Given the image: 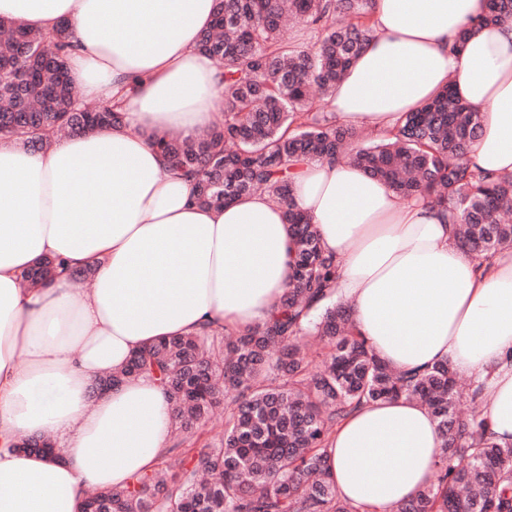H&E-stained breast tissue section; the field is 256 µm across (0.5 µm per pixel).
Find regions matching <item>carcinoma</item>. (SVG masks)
Masks as SVG:
<instances>
[{
  "mask_svg": "<svg viewBox=\"0 0 512 512\" xmlns=\"http://www.w3.org/2000/svg\"><path fill=\"white\" fill-rule=\"evenodd\" d=\"M373 0H216L200 49L224 69V119L195 140L158 132L152 143L170 167L195 180L197 200L220 207L265 191L282 207L294 242L292 278L271 318L243 332L160 340L116 374H152L166 387L178 440L157 466L124 487L88 493L85 512H361L329 478L327 444L336 425L365 402L406 396L425 404L443 444L435 482L394 512H512V444L484 430L483 385L457 386L446 362L418 374L384 364L358 335L349 309L327 296L339 268L316 225L293 201L288 162L343 157L399 197L451 211L458 242L480 261L512 248V176L471 168L466 147L481 116L451 88L374 139L330 117L329 99L370 40ZM294 17L313 43L283 34ZM512 22V0H489L479 25ZM68 28L52 37L0 18V139L33 150L73 130L120 124L117 108H74L66 61ZM63 261L47 258L21 275L36 288ZM330 346L320 362L299 340ZM467 398L473 410L457 406ZM220 438L196 448L213 410Z\"/></svg>",
  "mask_w": 512,
  "mask_h": 512,
  "instance_id": "carcinoma-1",
  "label": "carcinoma"
}]
</instances>
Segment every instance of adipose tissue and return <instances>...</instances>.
<instances>
[{
  "label": "adipose tissue",
  "instance_id": "obj_1",
  "mask_svg": "<svg viewBox=\"0 0 512 512\" xmlns=\"http://www.w3.org/2000/svg\"><path fill=\"white\" fill-rule=\"evenodd\" d=\"M214 0H0V17L54 35L67 24L74 85L120 103L119 125L44 151L0 141V512H82L169 449L173 407L147 374L93 383L168 336L264 322L288 288L293 241L261 192L216 209L171 171L155 132L194 138L215 119L224 72L199 48ZM486 0H375L374 34L337 84L338 121L376 135L446 84L481 114L472 166L512 175V23L476 26ZM461 51L452 46L459 34ZM294 201L336 255L333 294L391 368L448 361L485 380L486 431L512 443V251L477 264L448 211L401 199L348 160L295 166ZM94 265L31 289L38 261ZM44 436L60 456L19 453ZM442 437L418 401L365 403L328 443L330 478L366 512H393L430 483Z\"/></svg>",
  "mask_w": 512,
  "mask_h": 512
}]
</instances>
